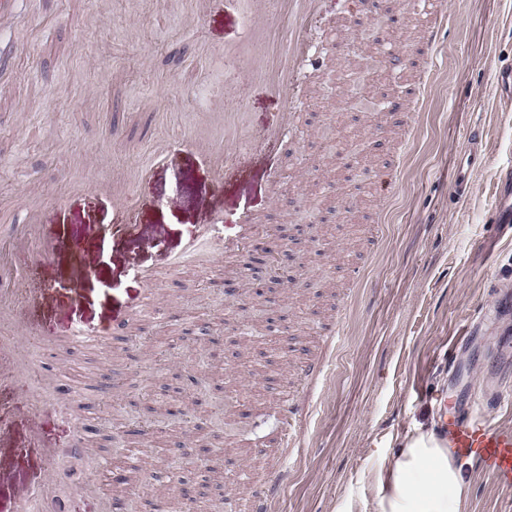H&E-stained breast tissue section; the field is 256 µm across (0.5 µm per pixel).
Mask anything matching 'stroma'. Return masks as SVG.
Masks as SVG:
<instances>
[{
    "mask_svg": "<svg viewBox=\"0 0 512 512\" xmlns=\"http://www.w3.org/2000/svg\"><path fill=\"white\" fill-rule=\"evenodd\" d=\"M406 2L363 0L354 13L350 0H320L308 22L319 67L297 76L305 100L290 142L237 157L219 189L188 145L201 114L246 113L257 136L286 110L250 60L225 57L248 36L247 0L21 5L5 31L28 57L0 90V228L36 231L27 251L0 254V284L42 294L20 300L22 318L65 341L59 364L93 420L89 446L68 454L78 425L57 404L39 426L71 482L105 459L149 481L134 497L107 487L125 512H227L259 496L269 512H374L371 472L415 424L439 420L440 398L512 385V230L498 222L512 95L494 80L512 68V0H446L408 132L401 114L373 105L405 95V81L381 62L365 76L353 52L360 41L374 52L383 30L400 49L413 45ZM476 124L484 162L460 199L458 155ZM124 183L139 200L126 211L112 195ZM246 212L260 241L288 229L300 287L268 283L263 265H240L209 237L208 225L232 228ZM120 317L129 335H104ZM334 326L339 336L324 343ZM321 352L327 375L303 377ZM290 404L304 420L298 448L278 443ZM0 422L10 432L0 512H15L22 488L28 512H48L35 489L49 465L29 445L20 380H0ZM203 443L215 471L191 453ZM246 467L253 481L242 485ZM465 471L463 512H512V486L479 459Z\"/></svg>",
    "mask_w": 512,
    "mask_h": 512,
    "instance_id": "stroma-1",
    "label": "stroma"
}]
</instances>
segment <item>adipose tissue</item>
Returning <instances> with one entry per match:
<instances>
[{
  "mask_svg": "<svg viewBox=\"0 0 512 512\" xmlns=\"http://www.w3.org/2000/svg\"><path fill=\"white\" fill-rule=\"evenodd\" d=\"M464 465L435 430H417L373 474L375 512H462L470 494Z\"/></svg>",
  "mask_w": 512,
  "mask_h": 512,
  "instance_id": "obj_1",
  "label": "adipose tissue"
}]
</instances>
